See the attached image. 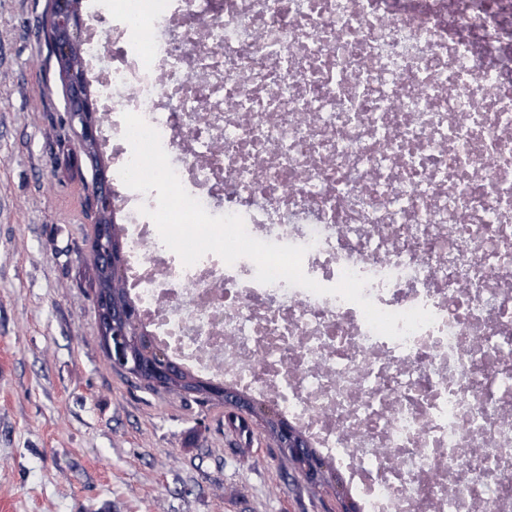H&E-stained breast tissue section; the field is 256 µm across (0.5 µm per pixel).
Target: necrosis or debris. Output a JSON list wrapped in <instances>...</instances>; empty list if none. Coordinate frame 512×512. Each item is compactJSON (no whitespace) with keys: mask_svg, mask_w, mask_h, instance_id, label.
I'll return each mask as SVG.
<instances>
[{"mask_svg":"<svg viewBox=\"0 0 512 512\" xmlns=\"http://www.w3.org/2000/svg\"><path fill=\"white\" fill-rule=\"evenodd\" d=\"M85 48L113 170L139 114L210 214L435 317L395 340L250 260L183 266L116 175L154 343L288 415L364 512H512V0H112Z\"/></svg>","mask_w":512,"mask_h":512,"instance_id":"1","label":"necrosis or debris"}]
</instances>
